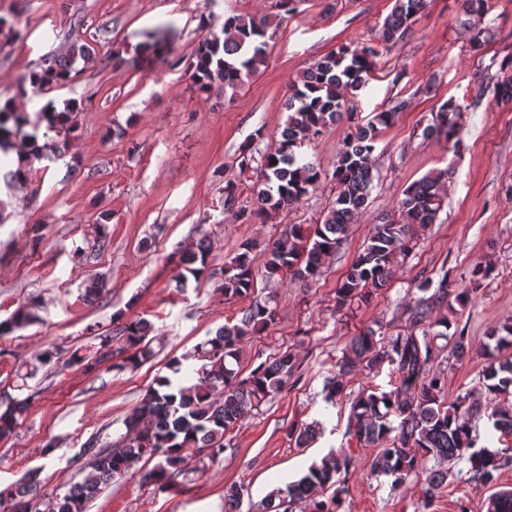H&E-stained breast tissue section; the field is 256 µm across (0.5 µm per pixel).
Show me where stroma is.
Segmentation results:
<instances>
[{
  "label": "stroma",
  "mask_w": 512,
  "mask_h": 512,
  "mask_svg": "<svg viewBox=\"0 0 512 512\" xmlns=\"http://www.w3.org/2000/svg\"><path fill=\"white\" fill-rule=\"evenodd\" d=\"M278 0H0V16L25 28L19 39L0 29V106L35 113L43 102L71 113L77 129L65 157L28 158L24 181L0 180V321L21 307L35 313L28 326L0 337V391L16 384L19 368L33 370L30 401L14 433L0 440V488L36 477L44 493L62 494L83 475L72 457L90 436L107 441L124 433L123 419L171 359L181 362L187 381L200 362L197 347L238 317L247 300H226L214 282L188 280L177 286L168 261L172 252L200 238L211 244L210 268L224 262L242 241L251 240L255 266L265 261L263 245L291 224L320 222L335 199L330 181L343 129L331 127L306 143L303 158L323 177L309 193L275 219L244 220L253 204L252 171H240L242 148L274 147L287 119L290 84L321 57L341 45L373 42L394 0H296L269 47L265 67L226 101L220 91L201 92L192 73L194 50L231 14L275 17ZM484 22L495 37L472 51L461 24L460 0H430L411 30L381 55L374 80L360 91L361 115L405 101L395 123L381 135L369 206L349 236L309 284L258 282L254 296L274 297L276 315L264 332L246 340L239 369L249 376L259 364L282 353L295 367L282 391L264 401L226 435L217 461L190 451L184 474L171 491L142 481L152 461L113 477L86 505V512H224V492L241 486V512H265L276 489L299 479L332 451L352 459L340 476L342 512H486L489 491L451 467L447 488L422 506V480L393 484L370 471L378 449L360 443L350 425V397L362 388L390 390L391 366L344 377V397L325 401V385L350 336L363 327L394 337L409 328L407 311L421 296L422 277H447L470 299L452 322L473 345L512 319V108L495 106L493 89L499 50L512 43V0H491ZM168 39L158 53L137 56L139 43L158 28ZM90 43L92 61H77L74 80L47 99L33 97L30 78L74 41ZM125 53L111 62L113 51ZM180 57L169 66L168 53ZM465 106L459 146L426 139L431 112L448 98ZM449 169L446 205L437 223L417 232V244L388 288L344 310L335 307L336 289L361 251L369 229L396 208L412 182L434 169ZM234 173L236 204L224 206V175ZM108 214V250L91 256L101 214ZM493 274L470 290L475 268ZM96 275L102 291L95 302L83 294ZM144 318L154 331L152 357L117 373L83 372L65 357L93 345L87 327L108 328L115 314ZM63 350L50 363L39 353ZM436 365L448 380L446 402L478 385L483 365L473 355L456 360L442 348ZM319 422L311 447H295L293 425ZM53 453H45L46 444Z\"/></svg>",
  "instance_id": "stroma-1"
}]
</instances>
